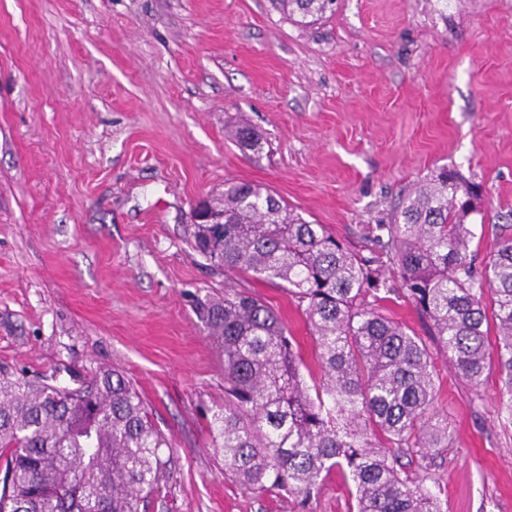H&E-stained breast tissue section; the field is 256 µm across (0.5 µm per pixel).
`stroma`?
Instances as JSON below:
<instances>
[{
  "label": "stroma",
  "mask_w": 512,
  "mask_h": 512,
  "mask_svg": "<svg viewBox=\"0 0 512 512\" xmlns=\"http://www.w3.org/2000/svg\"><path fill=\"white\" fill-rule=\"evenodd\" d=\"M443 167L483 188L481 252L512 235V0H336L308 27L271 0H0V374L132 381L170 443L149 512H355L337 470L304 510L225 472L209 428L224 360L196 298L249 289L288 325L305 380L320 370L296 299L206 261L189 212L260 184L365 255ZM431 353L450 439L405 470L431 473L443 512H512L497 371L475 390Z\"/></svg>",
  "instance_id": "stroma-1"
}]
</instances>
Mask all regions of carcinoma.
<instances>
[{
	"mask_svg": "<svg viewBox=\"0 0 512 512\" xmlns=\"http://www.w3.org/2000/svg\"><path fill=\"white\" fill-rule=\"evenodd\" d=\"M333 2L274 0L301 26ZM234 137L246 149L259 144L245 126ZM482 200L479 185L436 171L399 201L391 223L375 226L364 257L269 190L224 184L210 201L224 223L197 225L198 251L226 271L283 282L311 327L320 370V383L308 386L288 326L248 290L197 301L224 351V407L209 425L225 471L253 492L295 493L304 507L336 468L353 484L356 512H442L428 476L412 479L401 465L417 449L448 447L432 355L374 303L410 301L455 371L477 387L491 369L490 294L501 399L512 410V237L497 238L477 267L471 217L483 214ZM167 447L116 371L75 389L0 377V512H144Z\"/></svg>",
	"mask_w": 512,
	"mask_h": 512,
	"instance_id": "obj_1",
	"label": "carcinoma"
}]
</instances>
